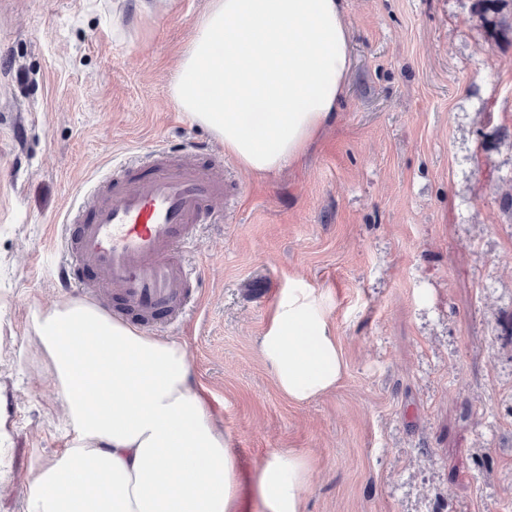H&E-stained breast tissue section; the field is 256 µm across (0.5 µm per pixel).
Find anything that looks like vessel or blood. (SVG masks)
Listing matches in <instances>:
<instances>
[{
	"label": "vessel or blood",
	"instance_id": "vessel-or-blood-1",
	"mask_svg": "<svg viewBox=\"0 0 512 512\" xmlns=\"http://www.w3.org/2000/svg\"><path fill=\"white\" fill-rule=\"evenodd\" d=\"M224 197V157L207 166L170 159L156 148L144 164L128 163L93 184L64 218L67 258L57 277L94 299L107 313L140 328L182 320L197 301L198 276L187 253L202 222H215ZM95 269L100 281L81 276Z\"/></svg>",
	"mask_w": 512,
	"mask_h": 512
}]
</instances>
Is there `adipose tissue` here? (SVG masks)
<instances>
[{
  "label": "adipose tissue",
  "instance_id": "adipose-tissue-1",
  "mask_svg": "<svg viewBox=\"0 0 512 512\" xmlns=\"http://www.w3.org/2000/svg\"><path fill=\"white\" fill-rule=\"evenodd\" d=\"M351 69L342 0H210L172 96L257 178L302 158L339 113ZM41 380L62 399L68 448L33 457L29 512H238L237 462L190 379L183 342L64 299L31 316ZM276 387L297 402L345 369L322 296L292 288L258 340ZM310 464L262 462L263 512H304Z\"/></svg>",
  "mask_w": 512,
  "mask_h": 512
}]
</instances>
